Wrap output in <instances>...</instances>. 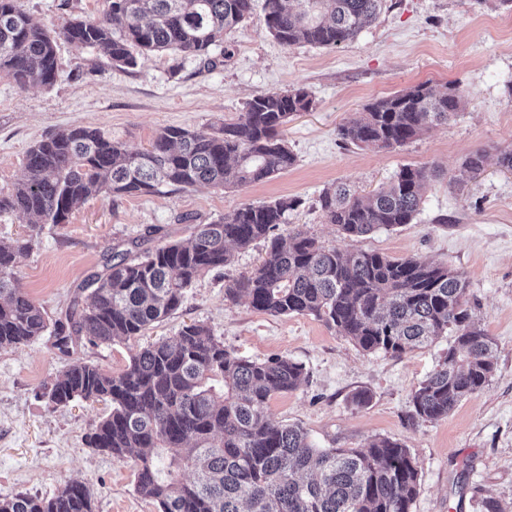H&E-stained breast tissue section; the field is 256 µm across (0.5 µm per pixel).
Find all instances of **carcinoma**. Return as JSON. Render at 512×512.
I'll return each mask as SVG.
<instances>
[{"mask_svg": "<svg viewBox=\"0 0 512 512\" xmlns=\"http://www.w3.org/2000/svg\"><path fill=\"white\" fill-rule=\"evenodd\" d=\"M265 0L264 25L284 46L336 48L376 18L383 0ZM254 0H108L98 18H75L62 30L76 48H92L117 67H132V49L172 52L214 66L229 57L224 32L249 18ZM57 36L32 21L17 0H0V75L19 85L50 86L58 78ZM454 88L408 87L364 107L337 136L361 149L404 146L464 109ZM303 88L269 91L248 100L237 119L204 133L169 126L151 147L132 152L102 129H61L26 153L24 178L0 190V214L39 232L63 224L97 195H142L166 184L225 188L269 180L294 166L283 137L290 118L307 112ZM487 151L463 162L476 178ZM434 172L406 166L370 195L339 182L322 190V217L345 235L365 236L410 224ZM296 200L245 204L209 224H196L185 242L163 241L137 252L136 241L103 255L55 321L17 284V256L31 242L0 240V350L17 348L53 330L69 355L78 342L107 344L140 336L176 311L184 290L204 271L231 263L229 247L268 242L263 261L226 285L276 316L310 315L367 354L400 356L451 333L443 361L412 394L415 423L448 417L462 399L483 390L495 372L492 339L472 319L466 279L443 264L376 252L344 253L303 232L283 234ZM89 292L90 303L81 295ZM304 368L281 356L241 358L202 324L132 356L118 374L80 358L44 388L55 409L105 400L111 411L85 436L87 447L132 461L137 492L159 512H412L419 469L411 450L389 437L364 448H319L298 426L272 421L274 393L298 387ZM192 478L183 480L180 472ZM0 512H93L90 490L68 481L50 498L24 493L0 498Z\"/></svg>", "mask_w": 512, "mask_h": 512, "instance_id": "carcinoma-1", "label": "carcinoma"}]
</instances>
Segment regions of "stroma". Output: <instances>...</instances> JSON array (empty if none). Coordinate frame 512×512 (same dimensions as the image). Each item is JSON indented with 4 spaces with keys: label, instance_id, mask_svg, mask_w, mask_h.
I'll use <instances>...</instances> for the list:
<instances>
[{
    "label": "stroma",
    "instance_id": "1",
    "mask_svg": "<svg viewBox=\"0 0 512 512\" xmlns=\"http://www.w3.org/2000/svg\"><path fill=\"white\" fill-rule=\"evenodd\" d=\"M19 5L56 32L106 8L105 0ZM263 17L255 9L227 31L224 42L232 54L212 68L171 52L141 55L136 66L118 68L96 50L61 39L59 78L52 86L22 87L0 77V190L22 179L33 143L63 128L98 127L136 151L168 126L219 128L236 119L249 98L268 91L301 87L313 99L312 109L285 129L297 157L288 171L243 188L163 186L148 195L90 198L66 223L43 225L32 249L17 259L20 287L53 319L108 250L134 240L154 248L151 227H161L166 239L184 240L194 224L242 205L294 199L298 206L282 232L299 230L342 251L438 261L463 273L472 314L496 345L492 380L447 418L413 423L412 393L443 360L450 337L398 357L368 355L314 317L273 316L246 300L226 299L228 282L263 260L265 247L257 242L235 250L230 265L201 273L182 307L144 335L108 344L84 341L70 356L50 334L0 351V497H50L75 480L89 488L94 512H158L156 503L136 492L130 465L84 443L110 404L80 402L56 410L43 387L75 356L121 372L144 347L197 322L238 356H286L303 365L299 387L269 399L274 422L302 427L321 448H360L374 436L410 448L420 469L412 512H485L488 500L512 512V172L497 162L500 150L512 149V7L501 0H384L354 41L334 49L282 45L265 30ZM424 82L456 89L464 110L395 149L363 150L338 139L337 127L368 103ZM479 148L488 158L473 180L462 162ZM405 166L438 171L412 223L349 238L324 222L318 202L324 188L346 182L367 193ZM361 390L371 395L363 406L352 400Z\"/></svg>",
    "mask_w": 512,
    "mask_h": 512
}]
</instances>
